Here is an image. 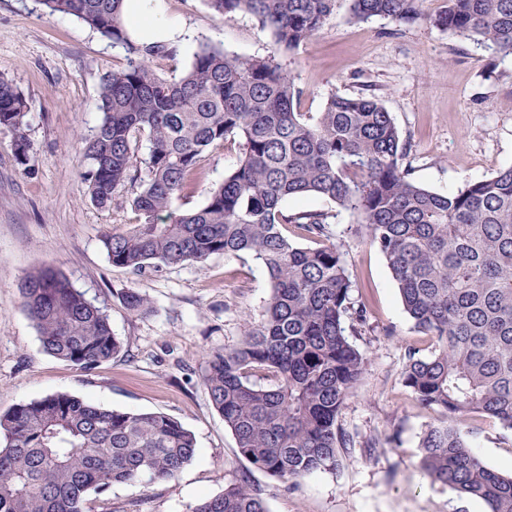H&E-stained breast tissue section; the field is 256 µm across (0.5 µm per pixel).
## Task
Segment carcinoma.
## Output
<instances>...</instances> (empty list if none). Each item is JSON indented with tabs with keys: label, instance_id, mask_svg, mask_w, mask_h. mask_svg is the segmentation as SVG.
Wrapping results in <instances>:
<instances>
[{
	"label": "carcinoma",
	"instance_id": "obj_1",
	"mask_svg": "<svg viewBox=\"0 0 512 512\" xmlns=\"http://www.w3.org/2000/svg\"><path fill=\"white\" fill-rule=\"evenodd\" d=\"M49 15H71L127 51L102 81L103 118L79 137L81 177L98 209L129 186L138 222L106 234L112 265L136 274L160 262H202L249 253L265 268L270 294L241 341L209 355L203 384L241 456L297 486L334 471L351 445L338 425L368 358L347 328L366 329L354 304L344 243L326 214L281 208L316 195L357 215L354 234L377 249L415 331L435 339L430 354L408 349L403 378L414 397L445 419L421 434V468L434 482L512 512V475L474 452L465 424L473 417L512 430V167L467 182L452 194L429 190L403 167L409 145L373 94L332 95L320 112H299L302 90L269 58H242L203 45L190 69L162 78L164 43H136L125 0H38ZM217 14L247 12L293 50L313 37L337 0H207ZM420 0H351V17L396 24L422 18ZM432 25L512 55V0H445ZM27 102L0 77V127L12 132L16 161H28ZM149 143L143 167L134 163ZM241 157L206 201L172 209L201 159L228 140ZM295 226L305 240L288 236ZM22 305L43 351L84 370L121 350L106 311L51 266L27 273ZM134 315L150 310L136 289L124 295ZM197 452L194 434L160 412H124L68 392L0 413V512H89L88 495L117 483L175 478ZM191 512H269L243 474Z\"/></svg>",
	"mask_w": 512,
	"mask_h": 512
}]
</instances>
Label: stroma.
Masks as SVG:
<instances>
[{
    "instance_id": "obj_1",
    "label": "stroma",
    "mask_w": 512,
    "mask_h": 512,
    "mask_svg": "<svg viewBox=\"0 0 512 512\" xmlns=\"http://www.w3.org/2000/svg\"><path fill=\"white\" fill-rule=\"evenodd\" d=\"M349 6L338 0L318 33L288 53L248 13L226 18L206 0H158L159 16L182 26L184 39L154 68L181 75L208 44L273 59L302 89V112L322 111L332 94H375L410 143L411 179L437 193L512 166V56L432 26L428 18L442 0H423L422 19L406 26L351 21ZM125 58L122 46L73 16L42 15L36 0H0V76L28 101L31 141L27 164H17L13 137L0 128V411L66 391L116 410L164 413L194 434L198 452L176 478L90 494V512H190L244 474L269 512H480L481 503L431 482L420 467L419 437L441 414L415 400L403 369L408 348L426 353L432 340L414 332L383 256L351 234L353 217L318 196L288 199L282 208L328 214L345 244L353 297L369 309L372 333L353 339L368 370L338 419L354 445L342 450L338 470L311 473L293 489L239 454L202 378L207 355L236 345L245 319L260 318L268 275L247 254L162 264L142 276L108 261L102 236L128 229L136 214L123 196L107 211L86 198L76 135L99 124L102 78ZM238 159L232 141L206 154L174 208L203 204ZM45 265L106 309L121 343L110 363L84 371L41 350L19 284ZM132 288L146 295L149 313L126 309L123 296ZM470 443L486 465L512 473V432L483 423Z\"/></svg>"
}]
</instances>
